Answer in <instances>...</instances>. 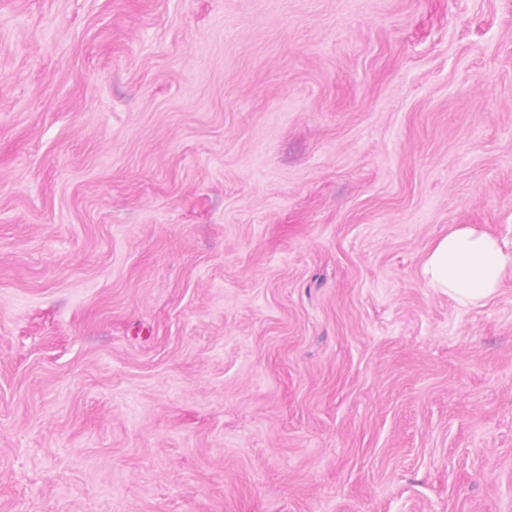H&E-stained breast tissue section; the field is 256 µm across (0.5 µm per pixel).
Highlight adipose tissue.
<instances>
[{"instance_id": "ef3b65f1", "label": "adipose tissue", "mask_w": 512, "mask_h": 512, "mask_svg": "<svg viewBox=\"0 0 512 512\" xmlns=\"http://www.w3.org/2000/svg\"><path fill=\"white\" fill-rule=\"evenodd\" d=\"M512 270V247L471 226L458 227L430 250L423 274L428 287L463 306L491 298Z\"/></svg>"}]
</instances>
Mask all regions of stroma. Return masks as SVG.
<instances>
[{"mask_svg": "<svg viewBox=\"0 0 512 512\" xmlns=\"http://www.w3.org/2000/svg\"><path fill=\"white\" fill-rule=\"evenodd\" d=\"M512 0H0V512H512ZM512 270V247L472 226L457 227L430 250L423 274L429 288L448 293L462 306L491 298Z\"/></svg>", "mask_w": 512, "mask_h": 512, "instance_id": "stroma-1", "label": "stroma"}]
</instances>
